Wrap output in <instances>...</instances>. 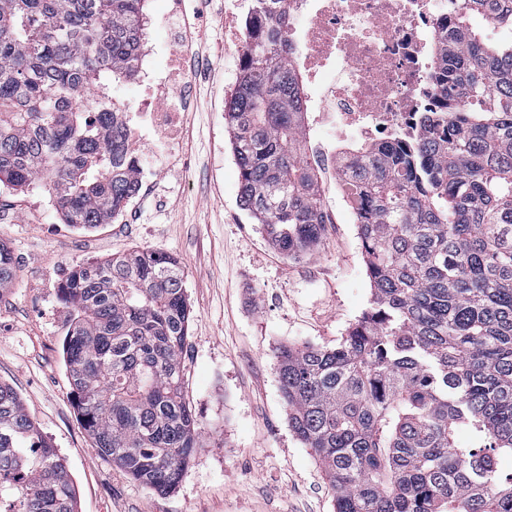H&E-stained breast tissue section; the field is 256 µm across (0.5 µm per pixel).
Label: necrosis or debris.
Here are the masks:
<instances>
[{
	"label": "necrosis or debris",
	"instance_id": "1",
	"mask_svg": "<svg viewBox=\"0 0 512 512\" xmlns=\"http://www.w3.org/2000/svg\"><path fill=\"white\" fill-rule=\"evenodd\" d=\"M283 8L297 21L288 32L291 63L316 90L308 162L342 186L351 165L343 145L418 140L424 116L438 109L432 70L456 0H283ZM188 83L177 68L154 84L143 111L122 114L128 144H138L146 125L177 134Z\"/></svg>",
	"mask_w": 512,
	"mask_h": 512
}]
</instances>
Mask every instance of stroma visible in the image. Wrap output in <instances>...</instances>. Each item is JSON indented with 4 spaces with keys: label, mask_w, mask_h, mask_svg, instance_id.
Here are the masks:
<instances>
[{
    "label": "stroma",
    "mask_w": 512,
    "mask_h": 512,
    "mask_svg": "<svg viewBox=\"0 0 512 512\" xmlns=\"http://www.w3.org/2000/svg\"><path fill=\"white\" fill-rule=\"evenodd\" d=\"M188 34L170 41L167 0H148L145 49L157 64L179 56L193 82L167 151L148 136L143 188L109 224H65L42 184L0 186V244L17 276L0 291V382L64 458L78 512H334L335 494L310 449L288 427L275 350L336 347L368 308L371 286L355 216L322 185L334 216L321 242L290 259L239 203V170L225 104L241 72V32L251 0H182ZM179 258L193 309L182 356L183 394L200 446L166 495L103 457L72 402L62 344L71 310L61 273L135 249Z\"/></svg>",
    "instance_id": "obj_1"
}]
</instances>
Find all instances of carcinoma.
<instances>
[{
	"label": "carcinoma",
	"instance_id": "1",
	"mask_svg": "<svg viewBox=\"0 0 512 512\" xmlns=\"http://www.w3.org/2000/svg\"><path fill=\"white\" fill-rule=\"evenodd\" d=\"M146 0H0V183L43 181L65 223L108 224L137 192L135 160L92 94L136 75ZM512 0H461L441 67L447 108L412 146L361 154L345 194L371 286L334 348L275 353L288 427L311 449L335 512H512ZM226 106L239 202L300 259L321 239L319 171L303 157L305 94L282 0H253ZM0 246V289L15 279ZM64 358L95 448L166 494L199 423L183 396L192 309L180 261L151 249L81 263L60 288ZM469 435L466 443L458 433ZM0 512H78L56 449L0 383Z\"/></svg>",
	"mask_w": 512,
	"mask_h": 512
}]
</instances>
